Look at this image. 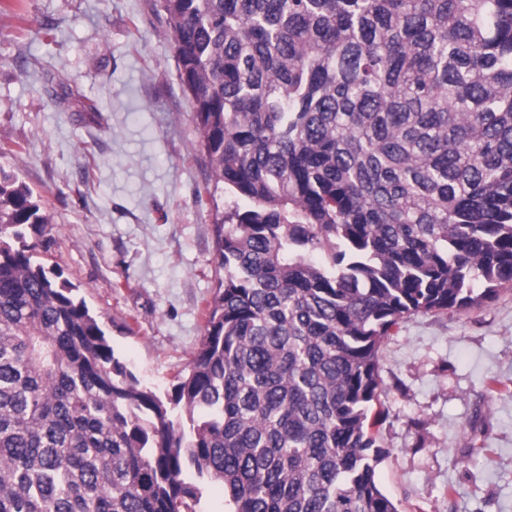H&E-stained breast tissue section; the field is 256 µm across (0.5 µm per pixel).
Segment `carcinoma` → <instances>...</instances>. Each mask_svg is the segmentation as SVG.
Returning a JSON list of instances; mask_svg holds the SVG:
<instances>
[{"label": "carcinoma", "instance_id": "obj_1", "mask_svg": "<svg viewBox=\"0 0 512 512\" xmlns=\"http://www.w3.org/2000/svg\"><path fill=\"white\" fill-rule=\"evenodd\" d=\"M224 270L165 401L40 254L0 169V512H402L372 430L389 330L512 288V0H157ZM197 512H228L231 510L227 498L224 497V487L219 482H210L202 489V497L196 505Z\"/></svg>", "mask_w": 512, "mask_h": 512}]
</instances>
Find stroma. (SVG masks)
<instances>
[{
    "instance_id": "35a3bbf8",
    "label": "stroma",
    "mask_w": 512,
    "mask_h": 512,
    "mask_svg": "<svg viewBox=\"0 0 512 512\" xmlns=\"http://www.w3.org/2000/svg\"><path fill=\"white\" fill-rule=\"evenodd\" d=\"M79 89L76 98L67 88ZM0 169L34 193L76 286L139 379L171 395L220 271L214 192L153 0H0ZM381 484L403 512H512V290L401 320L380 351Z\"/></svg>"
}]
</instances>
